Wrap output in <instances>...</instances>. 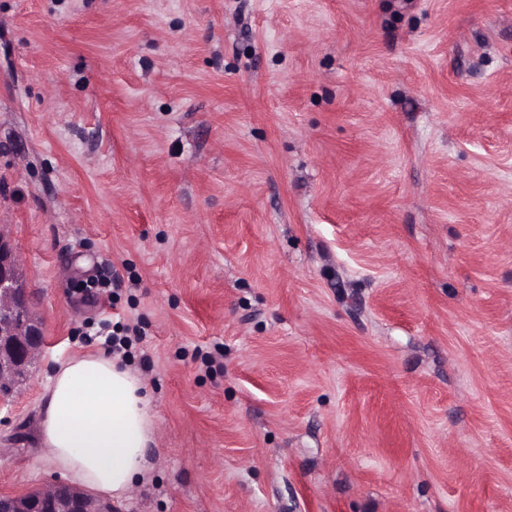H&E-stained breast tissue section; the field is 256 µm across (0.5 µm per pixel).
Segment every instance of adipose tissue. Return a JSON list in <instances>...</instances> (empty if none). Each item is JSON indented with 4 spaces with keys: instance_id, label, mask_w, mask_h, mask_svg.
Instances as JSON below:
<instances>
[{
    "instance_id": "obj_1",
    "label": "adipose tissue",
    "mask_w": 512,
    "mask_h": 512,
    "mask_svg": "<svg viewBox=\"0 0 512 512\" xmlns=\"http://www.w3.org/2000/svg\"><path fill=\"white\" fill-rule=\"evenodd\" d=\"M39 435L52 466L94 495L124 499L151 478V398L140 375L119 359L87 353L62 362L48 389Z\"/></svg>"
}]
</instances>
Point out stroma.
Returning a JSON list of instances; mask_svg holds the SVG:
<instances>
[{
    "label": "stroma",
    "mask_w": 512,
    "mask_h": 512,
    "mask_svg": "<svg viewBox=\"0 0 512 512\" xmlns=\"http://www.w3.org/2000/svg\"><path fill=\"white\" fill-rule=\"evenodd\" d=\"M0 225L49 339L0 491L96 316L120 512H512V0H0ZM123 333L122 335H114V333L111 334H106L105 335V339L104 341L101 343L102 346L105 348V351L107 354H118V353H121L122 350H125V352L123 353V357H126L127 356V353H128V346H129V341L127 339V333L129 331H132L135 333L134 336H138L137 337V340L138 341H143L145 340L146 338V334L145 332H142L140 330V328H138L137 326H134V327H131L130 325H125L123 328ZM122 336V337H120Z\"/></svg>",
    "instance_id": "35a3bbf8"
}]
</instances>
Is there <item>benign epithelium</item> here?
I'll return each instance as SVG.
<instances>
[{"instance_id":"obj_1","label":"benign epithelium","mask_w":512,"mask_h":512,"mask_svg":"<svg viewBox=\"0 0 512 512\" xmlns=\"http://www.w3.org/2000/svg\"><path fill=\"white\" fill-rule=\"evenodd\" d=\"M21 255L0 228V407L26 382L47 346L41 317L22 277ZM0 512H117L112 502L54 482L27 492H0Z\"/></svg>"}]
</instances>
